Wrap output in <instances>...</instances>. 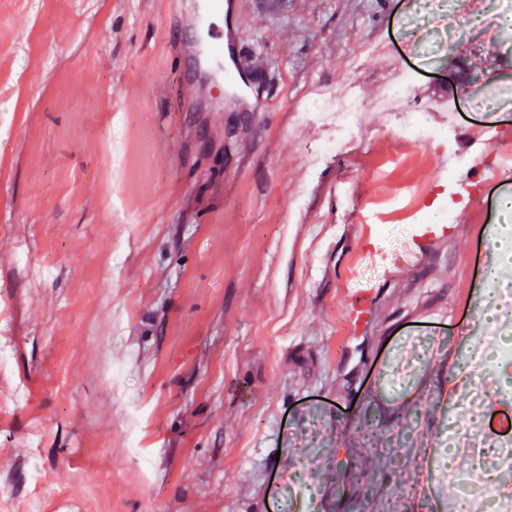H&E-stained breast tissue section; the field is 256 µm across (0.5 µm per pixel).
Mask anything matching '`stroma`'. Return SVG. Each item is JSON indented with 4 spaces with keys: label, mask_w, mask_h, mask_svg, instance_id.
Here are the masks:
<instances>
[{
    "label": "stroma",
    "mask_w": 512,
    "mask_h": 512,
    "mask_svg": "<svg viewBox=\"0 0 512 512\" xmlns=\"http://www.w3.org/2000/svg\"><path fill=\"white\" fill-rule=\"evenodd\" d=\"M238 17L258 112L189 96L169 0H0V512H455L433 439L475 426L477 267L512 225V173L476 175L512 109L473 100L512 96V44L426 0ZM394 55L434 122L460 99L451 146L372 109ZM350 84L370 107L313 169L299 101Z\"/></svg>",
    "instance_id": "35a3bbf8"
}]
</instances>
